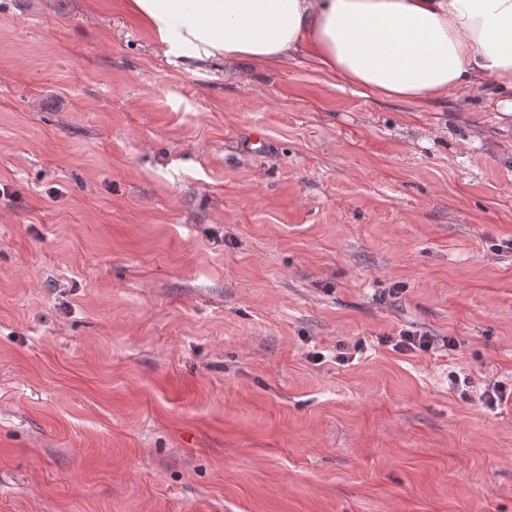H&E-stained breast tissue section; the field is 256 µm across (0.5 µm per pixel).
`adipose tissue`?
<instances>
[{
  "label": "adipose tissue",
  "instance_id": "obj_1",
  "mask_svg": "<svg viewBox=\"0 0 512 512\" xmlns=\"http://www.w3.org/2000/svg\"><path fill=\"white\" fill-rule=\"evenodd\" d=\"M166 55L295 57L378 97L427 106L512 90V0H128Z\"/></svg>",
  "mask_w": 512,
  "mask_h": 512
}]
</instances>
